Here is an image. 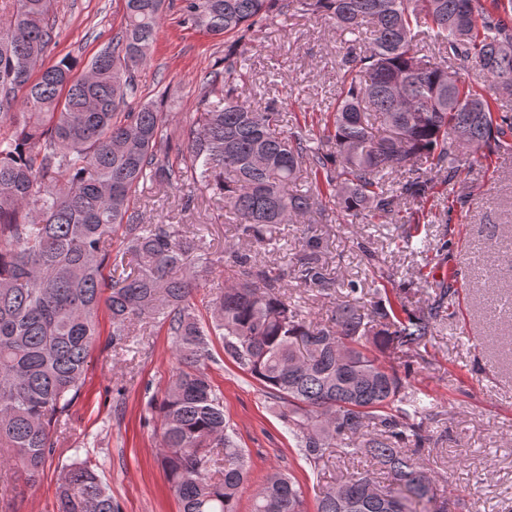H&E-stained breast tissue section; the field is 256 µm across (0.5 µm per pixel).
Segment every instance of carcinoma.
Listing matches in <instances>:
<instances>
[{"label":"carcinoma","mask_w":512,"mask_h":512,"mask_svg":"<svg viewBox=\"0 0 512 512\" xmlns=\"http://www.w3.org/2000/svg\"><path fill=\"white\" fill-rule=\"evenodd\" d=\"M16 2L13 23L0 29V464L34 484L53 461V427L80 394L104 307L108 348L143 321L161 322L174 339L180 367L158 406L157 454L182 512H237L247 480L245 449L208 373L214 336L276 399L310 465L340 448L387 474L386 488L360 477L319 490L316 512H341L343 502L349 512H449L436 477L417 463L431 441L430 406L372 348L419 347L453 284L419 311L397 308L387 291L366 311L339 300L321 325L285 296L280 276L228 243L236 278L204 320L191 303L213 265L202 239L144 218L134 200L149 186L173 188L190 211L208 194L261 242L268 225L330 205L398 221L402 201L428 199L440 176L458 179L470 155L512 153V113L495 107L498 95H512V0H180L184 24L224 38V68L201 78L195 118L180 127L185 151L174 156L169 114L151 102L130 108L165 0H125L119 30L82 68L69 56L43 65L56 38L54 0ZM290 11L326 15L351 36L319 142L285 127L277 102L253 107L235 93L248 34ZM420 35L437 56L419 54ZM443 54L479 82L457 77ZM305 176L309 188L291 189ZM116 226L125 246L114 256ZM321 249L308 237L296 262L301 283L318 292L332 286ZM358 249L373 275L392 281L376 252ZM342 351L352 362L340 370ZM215 448L224 449L218 480ZM56 483L58 512H117L100 464L78 448ZM251 512H304L303 489L274 472Z\"/></svg>","instance_id":"carcinoma-1"}]
</instances>
